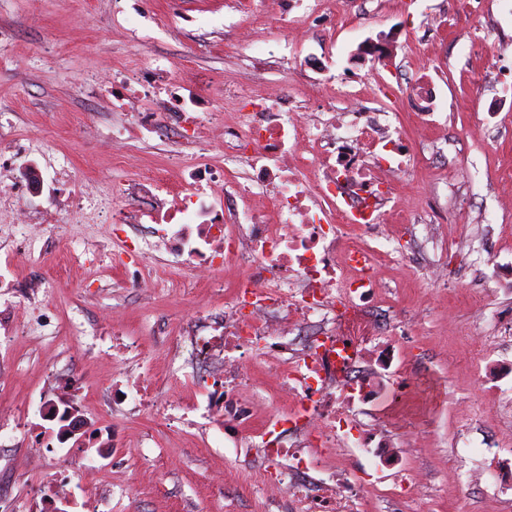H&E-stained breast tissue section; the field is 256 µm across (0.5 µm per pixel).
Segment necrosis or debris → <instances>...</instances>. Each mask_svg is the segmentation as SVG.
Instances as JSON below:
<instances>
[{"label":"necrosis or debris","mask_w":512,"mask_h":512,"mask_svg":"<svg viewBox=\"0 0 512 512\" xmlns=\"http://www.w3.org/2000/svg\"><path fill=\"white\" fill-rule=\"evenodd\" d=\"M172 72L165 60L147 55L135 79L113 84L114 98L132 112L139 132L157 125L149 102ZM224 94L242 105L235 121L219 118L202 94H174L178 179L163 170L109 186L84 181L54 208L33 213L21 203L43 182L44 170L33 169L20 186L0 192V218L26 243L68 245L79 264L89 263L90 252L74 242L72 219L151 225V239L123 249V266L137 282L146 279L159 249L173 256L183 277L244 268L223 319L198 308L174 352L191 367V384L205 398L211 422L236 446L264 448L272 469L259 481L268 500L289 493L299 512H355L354 471L315 493L297 478L326 470V449L387 447L378 428L357 427L354 406L406 388L393 362L405 328L419 315L409 314L404 329L376 347L382 297L373 270L378 258L404 265L408 257L371 243L397 176L409 170L405 133L388 113L360 111L359 93L340 86L319 103L314 123L285 109L278 93L236 87ZM204 135L222 143L224 164L200 162ZM229 160L246 161V175L227 181ZM229 197L241 203L231 217ZM299 327L307 341L294 347L288 337ZM375 350L393 367L379 383L361 366ZM261 386L291 407L258 425L253 404ZM102 478L100 467L69 453L63 473L43 479L41 512H101ZM73 482L85 488L81 499L71 497Z\"/></svg>","instance_id":"4bbe7bcc"}]
</instances>
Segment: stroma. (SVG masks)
<instances>
[{
  "mask_svg": "<svg viewBox=\"0 0 512 512\" xmlns=\"http://www.w3.org/2000/svg\"><path fill=\"white\" fill-rule=\"evenodd\" d=\"M331 21L320 27L299 22L294 37L254 6L235 9L231 0H148L138 40L112 15V0H0V133L23 143L49 139L74 173L102 183L136 177L148 168L170 164L167 122L132 138L120 162L99 153L81 136V126L97 123L104 131L125 124L112 108V77L137 72L142 56L165 58L188 82L205 88L215 109L233 111L224 85L234 82L286 98H315L329 79L373 91L374 78L388 85L380 109L396 113L412 129L413 83L428 71L434 84L432 110L439 121L431 143L409 138L414 165L389 203L387 224H417L438 217L457 225L461 251L422 236L396 237L412 258L408 267L380 265L389 309H426L405 345L400 364L409 386L387 402L383 418L394 432L426 436L427 447L402 443L388 456L362 453L351 463L363 482L357 512H512V486L494 482L473 486L467 473L490 458L512 463V374L487 380L480 364L466 361L468 343L492 333L470 294L483 297L492 311L512 310V288L498 287L495 263L512 261V221L500 210L499 188L512 173V58L492 69L487 57L470 48L473 29L512 36V0H485L484 11L468 14L455 0H323ZM250 22L266 39V53L238 44L239 25ZM398 38L387 61L360 55L366 39ZM95 76L97 93L86 97L79 86ZM441 260L448 285L433 288L421 277L424 258ZM51 285L50 303L59 320L54 336L20 330L0 349V491L15 497L19 512H37L40 480L46 469H63L67 459L55 451L31 460L25 448L32 435L57 441L59 424L33 408L26 428H15V394L31 399L76 401L89 430L75 446L95 454L101 432L116 430L121 442L111 452L112 483L104 490L105 512H295L293 496L271 502L252 478L264 467L260 448H237L211 426L202 411L182 423V402L192 396L191 369L170 356L157 364L163 379L151 390L155 415L116 412L112 394L125 372L138 367L131 356L101 362L100 351L133 337L162 349L194 321L203 303L221 314L230 297L231 275L205 283L168 277L165 265L142 288L121 265L105 259L95 266L75 265L67 246L32 251L12 269L0 268V298L8 299L32 280ZM157 457V468H142L124 456L121 443ZM497 445L489 456L488 445ZM29 481L18 486L14 474ZM412 479L399 483L403 474Z\"/></svg>",
  "mask_w": 512,
  "mask_h": 512,
  "instance_id": "1",
  "label": "stroma"
}]
</instances>
